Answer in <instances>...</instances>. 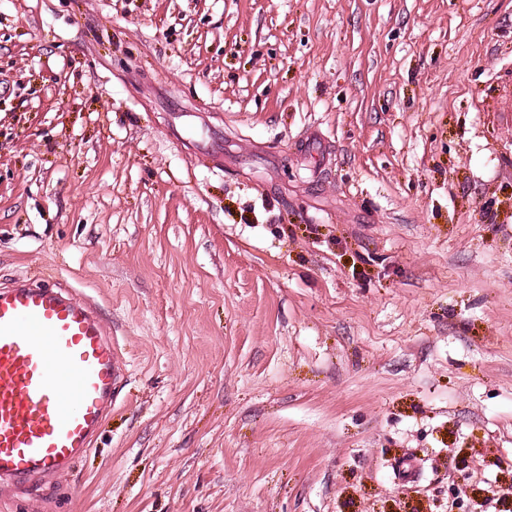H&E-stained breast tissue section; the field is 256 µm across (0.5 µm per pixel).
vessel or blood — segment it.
Listing matches in <instances>:
<instances>
[{"label": "vessel or blood", "instance_id": "b4317fda", "mask_svg": "<svg viewBox=\"0 0 512 512\" xmlns=\"http://www.w3.org/2000/svg\"><path fill=\"white\" fill-rule=\"evenodd\" d=\"M122 375L94 303L32 278L0 286V492L46 484L92 448Z\"/></svg>", "mask_w": 512, "mask_h": 512}]
</instances>
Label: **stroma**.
<instances>
[{"instance_id": "35a3bbf8", "label": "stroma", "mask_w": 512, "mask_h": 512, "mask_svg": "<svg viewBox=\"0 0 512 512\" xmlns=\"http://www.w3.org/2000/svg\"><path fill=\"white\" fill-rule=\"evenodd\" d=\"M42 272L124 378L0 512H512V0H0Z\"/></svg>"}]
</instances>
